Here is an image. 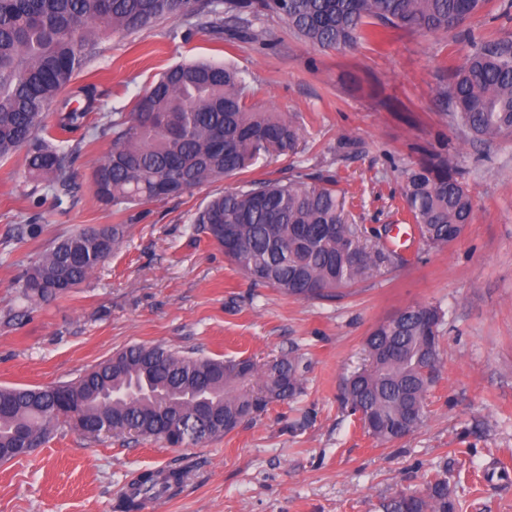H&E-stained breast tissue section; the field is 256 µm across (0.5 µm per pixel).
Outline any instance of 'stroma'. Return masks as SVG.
<instances>
[{"mask_svg": "<svg viewBox=\"0 0 512 512\" xmlns=\"http://www.w3.org/2000/svg\"><path fill=\"white\" fill-rule=\"evenodd\" d=\"M266 37L218 42L167 19L108 34L75 86L96 85L97 123L131 111L168 67L212 61L241 71L258 106L303 125L295 150L259 151L244 174L116 214L94 196L92 171L111 139L68 136L73 191L63 199L29 180L23 155L0 160V386L74 380L135 344L256 362L296 353L309 363L304 391L274 402L231 433L198 447L152 438L87 435L65 420L30 455L0 461V512H119L146 470L181 469L184 482L144 512H381L384 500L422 490L447 469L459 512H512V140L473 138L440 92L468 44L454 33L395 30L379 47L321 50L274 15ZM448 155L468 185L475 217L442 250L415 243L408 262L333 299L297 300L254 284L190 232L196 209L245 182L303 173L336 180L350 223L392 237L408 221L404 171L424 151ZM40 224L36 239H12ZM123 224L121 248L76 290L48 304L20 297L15 280L57 237ZM416 304L440 307L438 377L418 430L376 442L341 403L367 363L364 341Z\"/></svg>", "mask_w": 512, "mask_h": 512, "instance_id": "stroma-1", "label": "stroma"}]
</instances>
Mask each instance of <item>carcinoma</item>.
<instances>
[{"label":"carcinoma","instance_id":"cac0c4a2","mask_svg":"<svg viewBox=\"0 0 512 512\" xmlns=\"http://www.w3.org/2000/svg\"><path fill=\"white\" fill-rule=\"evenodd\" d=\"M490 0H0V159L25 151L29 176L56 192L70 191L68 154L60 136L88 124L95 88L78 90L61 105L53 125L49 107L75 73L99 50L106 32L133 33L181 17L224 40V18L237 35L257 39L252 19L275 14L310 45L350 50L382 44L391 29L420 34L460 29ZM454 121L481 140L512 137V37L471 41L462 66L441 92ZM302 127L251 101L240 72L221 63L178 64L166 71L127 113L103 124L112 149L93 170L96 198L116 214L135 203L180 196L209 181L235 176L264 143L292 149ZM408 213L423 243L448 247L474 220L473 197L448 156L432 153L405 171ZM126 225L88 226L61 236L37 255L17 285L34 303L48 304L86 281L119 249ZM191 235L220 248L254 283L295 299L336 291L405 262L374 243L345 217V193L336 184L302 176L251 181L199 208ZM362 255L358 263L349 255ZM443 314L431 305L405 307L376 325L365 340L368 365L354 372L343 403L379 443L420 428L436 379L438 328ZM76 380L35 388L0 387V461L41 445L60 419L80 416L86 434L154 438L172 447L196 446L225 435L264 412L273 401L303 392L308 364L283 355L261 365L162 346L132 345ZM213 413L195 414L196 400ZM182 471L148 472L133 482L121 507L135 512L167 496ZM383 512H456L448 478L437 473L423 490L399 494Z\"/></svg>","mask_w":512,"mask_h":512}]
</instances>
